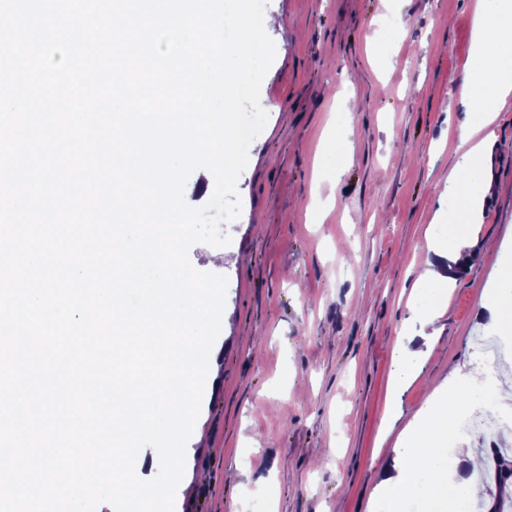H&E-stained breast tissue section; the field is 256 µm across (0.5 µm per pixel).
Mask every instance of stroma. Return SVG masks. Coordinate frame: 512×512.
I'll list each match as a JSON object with an SVG mask.
<instances>
[{
	"instance_id": "obj_1",
	"label": "stroma",
	"mask_w": 512,
	"mask_h": 512,
	"mask_svg": "<svg viewBox=\"0 0 512 512\" xmlns=\"http://www.w3.org/2000/svg\"><path fill=\"white\" fill-rule=\"evenodd\" d=\"M474 0H269L275 59L260 99L269 118L238 179L218 382L205 389L175 512H380L394 455L386 404L459 418L480 402L448 380L478 343L512 349V296L500 322L472 311L494 270L512 272V100L499 113L474 259L434 325L418 275L438 225L458 128L477 121L448 74L471 54ZM435 238H427V231ZM424 337L409 386L394 383L399 336Z\"/></svg>"
}]
</instances>
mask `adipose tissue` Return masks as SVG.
I'll use <instances>...</instances> for the list:
<instances>
[{"label": "adipose tissue", "mask_w": 512, "mask_h": 512, "mask_svg": "<svg viewBox=\"0 0 512 512\" xmlns=\"http://www.w3.org/2000/svg\"><path fill=\"white\" fill-rule=\"evenodd\" d=\"M472 43V58L462 71L449 77L460 99L479 104L482 112L479 124L466 123L459 128L460 155L447 179L449 191L455 193L461 192L464 181L485 182L487 152L494 141L491 126L498 112L512 98V0H506L493 11L487 10L485 0H475ZM481 207V202L463 199L447 247L434 249L420 272V280L455 282L457 269L470 261L471 226ZM438 425V419L418 413L400 432L395 442L394 461L381 471V485L391 493L395 504H402L406 492L431 467L436 450L429 435ZM185 427V422H175L167 446L137 453L131 460L132 465L140 470L175 472L176 445Z\"/></svg>", "instance_id": "1"}]
</instances>
